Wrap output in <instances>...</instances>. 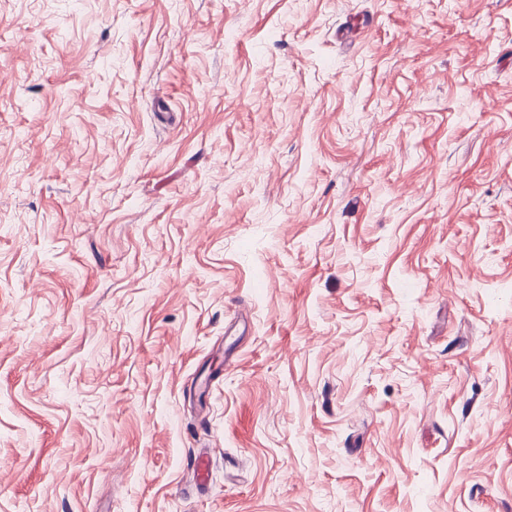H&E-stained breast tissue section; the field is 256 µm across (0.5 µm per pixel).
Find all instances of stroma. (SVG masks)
I'll list each match as a JSON object with an SVG mask.
<instances>
[{
    "mask_svg": "<svg viewBox=\"0 0 512 512\" xmlns=\"http://www.w3.org/2000/svg\"><path fill=\"white\" fill-rule=\"evenodd\" d=\"M0 33V512H512V0Z\"/></svg>",
    "mask_w": 512,
    "mask_h": 512,
    "instance_id": "35a3bbf8",
    "label": "stroma"
}]
</instances>
